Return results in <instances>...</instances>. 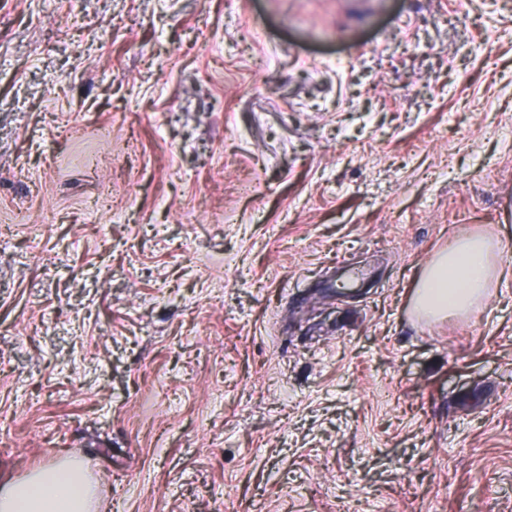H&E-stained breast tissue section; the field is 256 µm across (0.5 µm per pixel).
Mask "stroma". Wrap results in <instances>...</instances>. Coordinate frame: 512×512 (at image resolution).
Listing matches in <instances>:
<instances>
[{
    "instance_id": "35a3bbf8",
    "label": "stroma",
    "mask_w": 512,
    "mask_h": 512,
    "mask_svg": "<svg viewBox=\"0 0 512 512\" xmlns=\"http://www.w3.org/2000/svg\"><path fill=\"white\" fill-rule=\"evenodd\" d=\"M462 225L512 244V0H0V487L512 512V251L410 314ZM497 247L491 239L474 233L438 251L417 280L410 300L412 314L437 322L449 314L472 310L488 296Z\"/></svg>"
}]
</instances>
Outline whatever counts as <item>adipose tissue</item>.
I'll return each mask as SVG.
<instances>
[{"mask_svg": "<svg viewBox=\"0 0 512 512\" xmlns=\"http://www.w3.org/2000/svg\"><path fill=\"white\" fill-rule=\"evenodd\" d=\"M496 250L474 233L438 251L424 266L410 300L411 312L429 321L462 315L482 302L493 279ZM95 487L77 463H49L0 491V512H94Z\"/></svg>", "mask_w": 512, "mask_h": 512, "instance_id": "ef3b65f1", "label": "adipose tissue"}]
</instances>
